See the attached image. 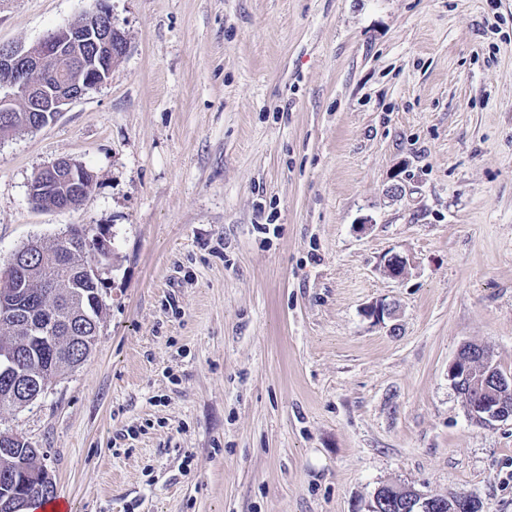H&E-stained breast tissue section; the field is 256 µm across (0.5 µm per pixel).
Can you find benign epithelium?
Masks as SVG:
<instances>
[{
	"label": "benign epithelium",
	"mask_w": 512,
	"mask_h": 512,
	"mask_svg": "<svg viewBox=\"0 0 512 512\" xmlns=\"http://www.w3.org/2000/svg\"><path fill=\"white\" fill-rule=\"evenodd\" d=\"M114 27L104 3L83 14L80 22L58 30L25 49L0 44V112H17L26 126L43 127L51 115L108 80L116 59L112 37ZM39 116L34 117L32 113ZM89 170L70 158H59L44 168V179L29 187V197L64 186L69 194L84 200L92 191L87 184ZM96 261L80 271V278L103 280V260L110 246L107 236L93 235ZM406 260L393 254L384 258V272L401 277ZM6 367L0 372V388L15 403L25 406L38 400L48 389L50 379L40 373L15 376L13 352L3 353ZM448 379L464 397L468 415L476 422L490 424L512 420V374L497 367L493 353L474 343L465 345L448 367ZM400 500V512H474V498L468 494L449 497L422 495L410 488L382 486L373 497L369 512H384L387 499Z\"/></svg>",
	"instance_id": "benign-epithelium-1"
}]
</instances>
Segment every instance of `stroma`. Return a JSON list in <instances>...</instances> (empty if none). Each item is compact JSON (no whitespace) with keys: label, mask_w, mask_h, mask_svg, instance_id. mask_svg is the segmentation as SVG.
<instances>
[{"label":"stroma","mask_w":512,"mask_h":512,"mask_svg":"<svg viewBox=\"0 0 512 512\" xmlns=\"http://www.w3.org/2000/svg\"><path fill=\"white\" fill-rule=\"evenodd\" d=\"M105 3L107 82L0 135V272L103 230V322L0 430L73 512H368L386 484L512 512V421L448 379L467 343L512 374V0ZM93 4L0 0V44ZM61 157L90 196L34 209Z\"/></svg>","instance_id":"35a3bbf8"}]
</instances>
